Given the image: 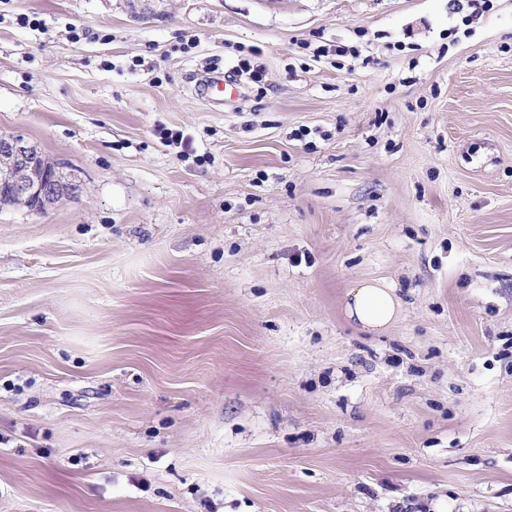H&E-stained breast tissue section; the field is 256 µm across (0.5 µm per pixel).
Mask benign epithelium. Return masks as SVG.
Wrapping results in <instances>:
<instances>
[{"mask_svg":"<svg viewBox=\"0 0 512 512\" xmlns=\"http://www.w3.org/2000/svg\"><path fill=\"white\" fill-rule=\"evenodd\" d=\"M80 185L67 178L41 149L20 134H0V209L43 213L72 197Z\"/></svg>","mask_w":512,"mask_h":512,"instance_id":"benign-epithelium-1","label":"benign epithelium"}]
</instances>
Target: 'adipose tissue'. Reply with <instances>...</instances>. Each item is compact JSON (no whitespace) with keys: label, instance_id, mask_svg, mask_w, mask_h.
Here are the masks:
<instances>
[{"label":"adipose tissue","instance_id":"obj_1","mask_svg":"<svg viewBox=\"0 0 512 512\" xmlns=\"http://www.w3.org/2000/svg\"><path fill=\"white\" fill-rule=\"evenodd\" d=\"M346 316L362 330L380 332L400 315L401 303L393 288L381 280L362 281L350 289Z\"/></svg>","mask_w":512,"mask_h":512}]
</instances>
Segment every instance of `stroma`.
Segmentation results:
<instances>
[{"label": "stroma", "instance_id": "35a3bbf8", "mask_svg": "<svg viewBox=\"0 0 512 512\" xmlns=\"http://www.w3.org/2000/svg\"><path fill=\"white\" fill-rule=\"evenodd\" d=\"M471 12L0 0V134L82 187L0 212V512H512V0ZM346 316L369 332L386 329L400 315L401 303L394 288L382 280L362 281L350 289Z\"/></svg>", "mask_w": 512, "mask_h": 512}]
</instances>
